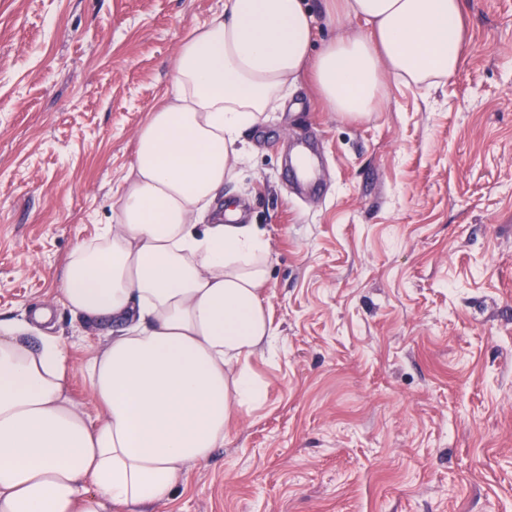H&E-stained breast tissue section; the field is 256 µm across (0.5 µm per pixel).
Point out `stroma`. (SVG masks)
<instances>
[{
    "label": "stroma",
    "mask_w": 512,
    "mask_h": 512,
    "mask_svg": "<svg viewBox=\"0 0 512 512\" xmlns=\"http://www.w3.org/2000/svg\"><path fill=\"white\" fill-rule=\"evenodd\" d=\"M224 0H0V317L50 309L66 384L112 334L64 303L181 37ZM447 85L343 118L309 79L224 200L266 233L263 401L156 512H512V0H467Z\"/></svg>",
    "instance_id": "obj_1"
}]
</instances>
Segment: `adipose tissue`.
<instances>
[{"label":"adipose tissue","instance_id":"obj_1","mask_svg":"<svg viewBox=\"0 0 512 512\" xmlns=\"http://www.w3.org/2000/svg\"><path fill=\"white\" fill-rule=\"evenodd\" d=\"M329 22L364 20L311 54L304 0H224L179 43L171 91L137 133L112 222L66 266L77 314L114 324L84 375L92 424L66 385L67 351L33 323L0 319V512H151L191 465L223 447L234 413L260 403L250 361L273 343L268 248L218 200L261 124L301 76L332 111H378L387 79L429 88L456 74L464 0H326Z\"/></svg>","mask_w":512,"mask_h":512}]
</instances>
